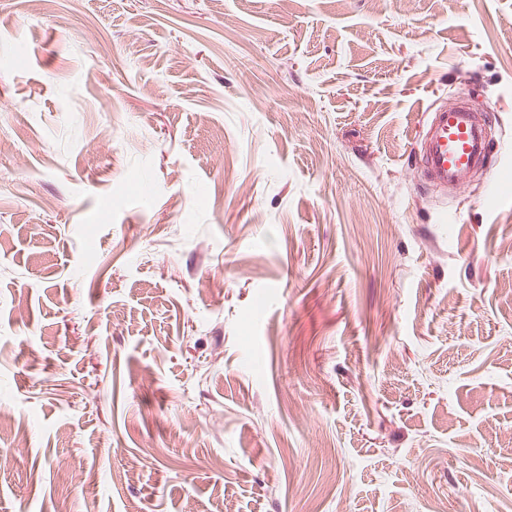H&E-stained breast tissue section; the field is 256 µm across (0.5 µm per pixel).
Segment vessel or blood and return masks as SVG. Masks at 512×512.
<instances>
[{"instance_id":"obj_1","label":"vessel or blood","mask_w":512,"mask_h":512,"mask_svg":"<svg viewBox=\"0 0 512 512\" xmlns=\"http://www.w3.org/2000/svg\"><path fill=\"white\" fill-rule=\"evenodd\" d=\"M485 125L483 115L464 103L436 110L419 155L425 179L453 190L462 187L470 175L483 171L490 144L483 135Z\"/></svg>"}]
</instances>
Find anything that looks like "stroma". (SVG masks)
<instances>
[{"mask_svg": "<svg viewBox=\"0 0 512 512\" xmlns=\"http://www.w3.org/2000/svg\"><path fill=\"white\" fill-rule=\"evenodd\" d=\"M1 137L0 512H512V0H0ZM432 112L419 155L425 179L453 191L461 188L470 175L480 171L486 174L485 158L492 137L483 135L487 125L483 115L471 111L466 102L454 109Z\"/></svg>", "mask_w": 512, "mask_h": 512, "instance_id": "stroma-1", "label": "stroma"}]
</instances>
